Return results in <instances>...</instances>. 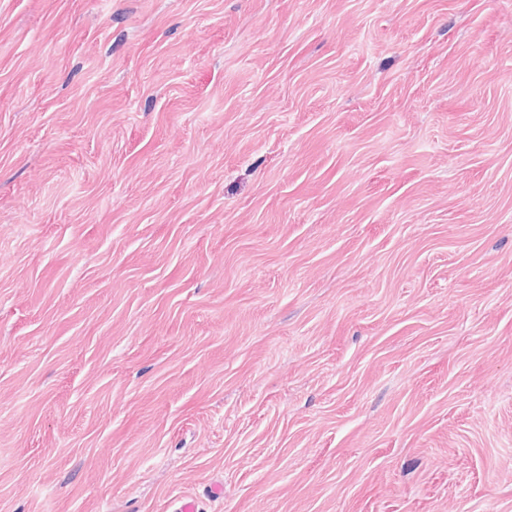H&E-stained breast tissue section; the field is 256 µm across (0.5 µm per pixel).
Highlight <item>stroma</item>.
<instances>
[{"label": "stroma", "mask_w": 512, "mask_h": 512, "mask_svg": "<svg viewBox=\"0 0 512 512\" xmlns=\"http://www.w3.org/2000/svg\"><path fill=\"white\" fill-rule=\"evenodd\" d=\"M186 495L512 512V0H0V512Z\"/></svg>", "instance_id": "obj_1"}]
</instances>
